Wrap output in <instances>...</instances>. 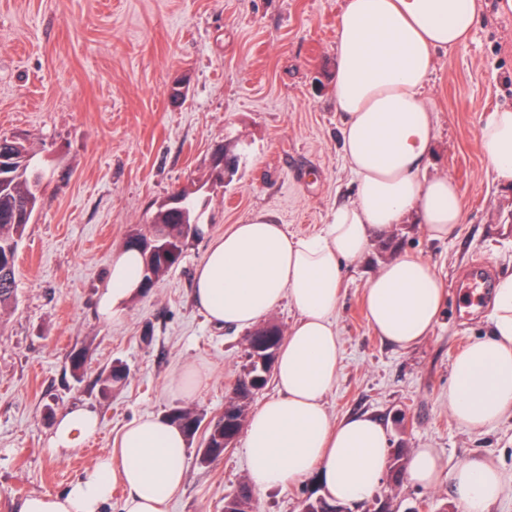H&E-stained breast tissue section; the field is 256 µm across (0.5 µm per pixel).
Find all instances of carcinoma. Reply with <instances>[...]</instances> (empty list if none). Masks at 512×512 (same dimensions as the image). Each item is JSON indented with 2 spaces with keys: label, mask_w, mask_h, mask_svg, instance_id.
I'll list each match as a JSON object with an SVG mask.
<instances>
[{
  "label": "carcinoma",
  "mask_w": 512,
  "mask_h": 512,
  "mask_svg": "<svg viewBox=\"0 0 512 512\" xmlns=\"http://www.w3.org/2000/svg\"><path fill=\"white\" fill-rule=\"evenodd\" d=\"M0 152L11 156V177L0 182V258L10 257V262L0 263V314L16 304V256L23 241L29 220L19 218L22 206L30 203L32 209H38L41 182L40 173L36 172L39 164L36 153L25 141L8 136H0ZM186 199L184 210H172L166 204H160L150 221L133 230L126 245L137 249L143 257V278L147 283L160 278L172 270L180 261L185 241L189 237L190 225L199 222L195 200L190 193L182 192ZM126 371L113 368L100 374L101 393L112 392L113 385L122 382ZM268 380L255 387L248 379L239 380L233 388L229 402L234 404L240 419H245V404L258 391L262 390ZM406 449L395 448L391 454V478L396 485L402 484L404 457ZM239 499L226 501L224 508L229 512H242L253 507V499L248 485H241Z\"/></svg>",
  "instance_id": "obj_1"
}]
</instances>
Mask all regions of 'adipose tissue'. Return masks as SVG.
I'll list each match as a JSON object with an SVG mask.
<instances>
[{"label":"adipose tissue","instance_id":"obj_1","mask_svg":"<svg viewBox=\"0 0 512 512\" xmlns=\"http://www.w3.org/2000/svg\"><path fill=\"white\" fill-rule=\"evenodd\" d=\"M477 17L475 0H345L336 21L334 94L353 201L312 236L255 216L209 241L195 271L194 299L212 326L251 328L284 300L297 315L274 364L278 393L246 429L254 494L312 476L327 499L366 502L390 473L387 427L368 413L334 422L325 408L342 359L336 315L343 268L409 215H417L434 240L463 224L453 180L422 174L435 140L434 107L423 92L437 52L463 46ZM479 139L488 172L498 185L512 187V108L484 115ZM141 267L138 251L113 253L98 301L104 319H122L141 294ZM444 295L427 261L399 254L368 279L367 318L378 336L405 349L433 330ZM490 320L491 337L475 339L457 355L448 388L449 416L474 432L512 414V275L496 284ZM97 431L92 410L73 408L57 420L50 445L72 451ZM186 446L177 425L141 417L66 492L30 496L20 512H103L117 485L124 489L121 512H167L184 482ZM403 480L424 488L450 481L461 512H490L506 485L501 468L487 458L448 471L429 448L412 452Z\"/></svg>","mask_w":512,"mask_h":512}]
</instances>
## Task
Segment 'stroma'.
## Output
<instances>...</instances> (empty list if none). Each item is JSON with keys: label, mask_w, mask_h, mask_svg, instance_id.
Wrapping results in <instances>:
<instances>
[{"label": "stroma", "mask_w": 512, "mask_h": 512, "mask_svg": "<svg viewBox=\"0 0 512 512\" xmlns=\"http://www.w3.org/2000/svg\"><path fill=\"white\" fill-rule=\"evenodd\" d=\"M345 0H0V135L25 140L48 181L17 259L18 302L0 315V512L33 494H61L121 428L185 401L171 387L183 365L212 381L195 406L219 417L246 364L243 331L210 325L193 298V276L210 238L258 214L313 235L353 198L336 111V20ZM465 45L438 53L426 91L435 156L424 173L451 176L465 219L445 240L420 224L398 225L365 260L343 271L337 328L344 358L326 400L332 419L370 413L392 447L434 449L445 469L492 458L508 477L491 512H512V416L469 432L448 415L457 354L490 336L491 303L462 314L465 274L483 262L512 275V189L494 184L478 141L481 118L512 107V0H478ZM186 97L172 104L174 86ZM240 152L231 182L208 185L213 152ZM196 192L205 230L179 264L114 323L97 295L112 252L173 191ZM410 252L446 285L433 332L401 349L377 336L364 291L378 266ZM85 350L82 379L69 355ZM121 364L128 378L102 395L97 376ZM97 412L93 440L68 453L48 438L68 409ZM189 442L184 485L168 512H224L248 482L243 439L201 463ZM307 478L255 499L256 512H301ZM390 512L458 505L449 482L433 489L384 486Z\"/></svg>", "instance_id": "1"}]
</instances>
